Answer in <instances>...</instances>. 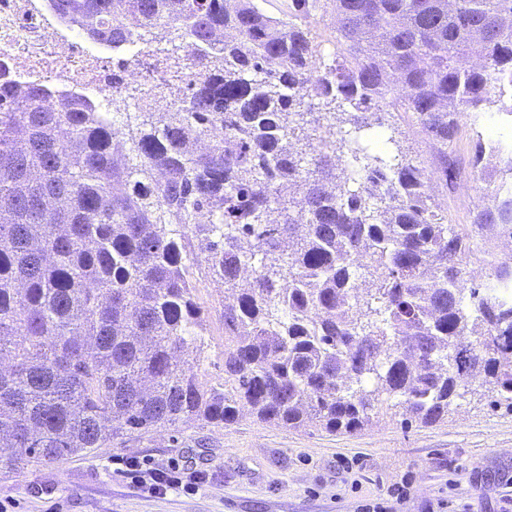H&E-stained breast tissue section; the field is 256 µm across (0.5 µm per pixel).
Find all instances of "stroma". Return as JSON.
Wrapping results in <instances>:
<instances>
[{"instance_id": "1", "label": "stroma", "mask_w": 512, "mask_h": 512, "mask_svg": "<svg viewBox=\"0 0 512 512\" xmlns=\"http://www.w3.org/2000/svg\"><path fill=\"white\" fill-rule=\"evenodd\" d=\"M510 106L505 96L483 107L476 125L462 126L449 150L454 170L436 178L432 195L446 202L454 223H470L485 197L498 155L485 152L475 166L473 147L512 122L504 113ZM195 296L208 334L223 346V290L200 274ZM121 458L152 467L175 461L205 481L190 494H150L114 473ZM404 480L411 495L401 512H427L441 501L447 512H512V409L494 405L476 377L447 419L428 426H407L390 414L379 426L335 435L243 414L229 426L160 427L90 456L0 474V502L9 512H358L361 504L388 499Z\"/></svg>"}]
</instances>
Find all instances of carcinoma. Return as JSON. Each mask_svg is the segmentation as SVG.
<instances>
[{"label":"carcinoma","instance_id":"cac0c4a2","mask_svg":"<svg viewBox=\"0 0 512 512\" xmlns=\"http://www.w3.org/2000/svg\"><path fill=\"white\" fill-rule=\"evenodd\" d=\"M63 22L165 75L144 33L179 31L184 95L112 116L82 97L0 86V472L247 410L290 429L442 421L480 353L512 407V153L473 222L427 192L424 161L369 153L380 103L448 172L459 115L512 86V0H46ZM334 64L316 67L318 19ZM483 60L465 69L457 59ZM346 123L348 130L336 125ZM338 130L339 139L333 138ZM350 162L336 172V160ZM492 271L468 285L465 267ZM224 283V378L195 271Z\"/></svg>","mask_w":512,"mask_h":512}]
</instances>
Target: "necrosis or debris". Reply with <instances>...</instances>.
<instances>
[{"label": "necrosis or debris", "mask_w": 512, "mask_h": 512, "mask_svg": "<svg viewBox=\"0 0 512 512\" xmlns=\"http://www.w3.org/2000/svg\"><path fill=\"white\" fill-rule=\"evenodd\" d=\"M0 81L46 84V101L60 94L89 91L100 101L123 95L134 107L163 112L172 106L169 91L147 90L135 64L114 70L106 56L88 55L48 23L38 0H0Z\"/></svg>", "instance_id": "4bbe7bcc"}]
</instances>
